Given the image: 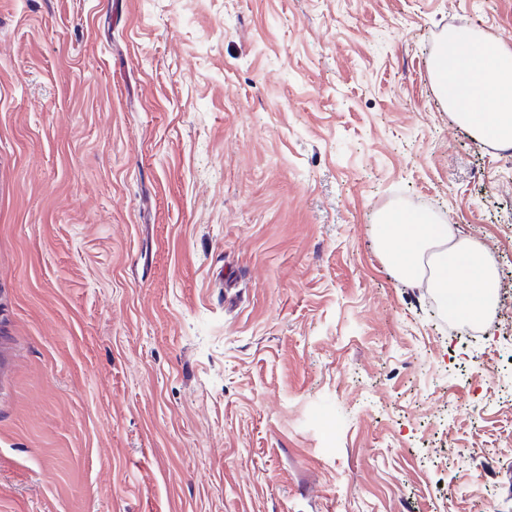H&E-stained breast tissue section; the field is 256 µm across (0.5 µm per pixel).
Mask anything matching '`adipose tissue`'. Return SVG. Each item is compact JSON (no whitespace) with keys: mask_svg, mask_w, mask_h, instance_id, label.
<instances>
[{"mask_svg":"<svg viewBox=\"0 0 512 512\" xmlns=\"http://www.w3.org/2000/svg\"><path fill=\"white\" fill-rule=\"evenodd\" d=\"M431 80L455 121L496 149L512 148V48L465 28L444 35ZM376 245L386 266L409 284L428 282L455 321L486 322L498 279L483 247L452 224L395 209L380 214Z\"/></svg>","mask_w":512,"mask_h":512,"instance_id":"obj_1","label":"adipose tissue"}]
</instances>
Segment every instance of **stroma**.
I'll use <instances>...</instances> for the list:
<instances>
[{
	"instance_id": "obj_1",
	"label": "stroma",
	"mask_w": 512,
	"mask_h": 512,
	"mask_svg": "<svg viewBox=\"0 0 512 512\" xmlns=\"http://www.w3.org/2000/svg\"><path fill=\"white\" fill-rule=\"evenodd\" d=\"M512 0H0V512H512V167L429 70ZM500 278L479 333L381 211ZM376 245L386 266L402 281L418 286L423 257L432 251L428 279L442 298L448 319L486 322L496 307L498 279L476 241L458 237L454 224H436L427 214L395 209L380 214Z\"/></svg>"
}]
</instances>
